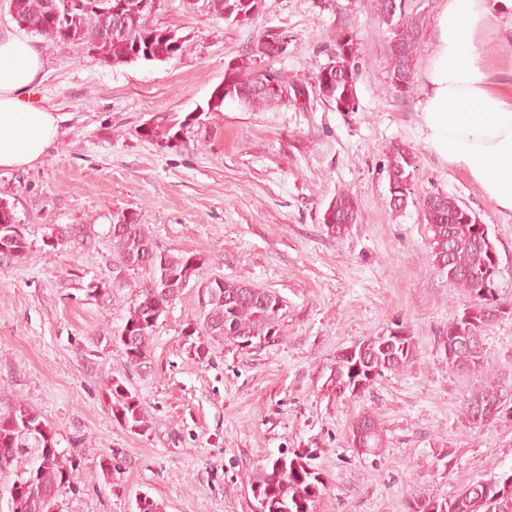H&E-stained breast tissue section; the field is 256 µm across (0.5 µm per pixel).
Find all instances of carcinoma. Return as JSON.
<instances>
[{"label": "carcinoma", "instance_id": "carcinoma-1", "mask_svg": "<svg viewBox=\"0 0 512 512\" xmlns=\"http://www.w3.org/2000/svg\"><path fill=\"white\" fill-rule=\"evenodd\" d=\"M214 11L226 21L249 23L261 11L262 0H212ZM25 31L56 45L94 44L96 60L118 65L136 60L166 61L185 51V41L171 28L150 23L161 0H19ZM374 8L390 30L389 87L397 95L410 92L413 84L420 20L409 16L403 0H375ZM358 66L355 53H347L336 42L329 62L316 79L322 97L341 112L355 111ZM231 98L249 107L276 105L281 98L258 90L253 70L229 66L224 82L213 90L207 111L219 110ZM184 122L164 126L141 125L137 130L147 140H162L164 147L180 143ZM389 205L394 210L407 206L415 176L411 149L395 144L388 154ZM425 218L431 233L430 247L438 269L448 282L470 298V319L457 316L448 322L441 344L448 366L470 373L475 382L464 399L463 411L476 426L493 423L503 411L505 384L485 363L483 332L512 318V306L500 303L493 254L496 246L489 229L466 204L445 193L424 200ZM357 207L348 194L334 197L324 210L321 224L340 236L355 223ZM112 251L126 271L143 274L142 285L129 308L119 339L128 365H141L149 357L151 340L159 320L188 286L198 289L201 320L188 325L187 335L205 336L247 348L279 337L283 299L274 291L248 281L222 278L197 283L194 278L205 263L201 250L177 254L162 248L140 224L134 212H120L110 224ZM0 256L21 258L28 243L13 209L0 202ZM413 357L408 335L384 333L363 339L336 351L326 387L338 397L354 396L356 386L366 392L389 371L404 369ZM111 411L115 420L136 432L146 428L141 403L117 381L110 385ZM375 452L381 447L378 422L368 413L352 423L350 439ZM73 455L58 448L41 415L24 404L0 415V497L8 493L9 512H57L59 492L76 482ZM326 490L321 471L306 452L296 450L270 456L254 474L251 491L259 512H313L314 503ZM406 512H512V468L487 481H469L451 499L412 500Z\"/></svg>", "mask_w": 512, "mask_h": 512}]
</instances>
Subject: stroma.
Returning <instances> with one entry per match:
<instances>
[{"instance_id": "obj_1", "label": "stroma", "mask_w": 512, "mask_h": 512, "mask_svg": "<svg viewBox=\"0 0 512 512\" xmlns=\"http://www.w3.org/2000/svg\"><path fill=\"white\" fill-rule=\"evenodd\" d=\"M443 3L406 0L422 28L418 79L402 97L389 88L390 33L371 0H263L244 25L224 21L210 0H163L153 24L186 41L183 55L163 62L105 65L82 46L36 37L43 67L31 102L63 122L42 159L0 171V200L29 243L23 258L0 259V413L25 403L61 447L76 449L80 479L59 494L58 512H136L145 494L165 512H254L256 468L302 448L327 484L314 512H406L409 500L449 499L463 481L512 468V404L493 424L473 426L462 413L471 379L449 368L441 345L470 299L431 257L428 194L453 196L488 224L499 297L512 305V214L421 134L419 76ZM265 26L287 35V53L272 64L300 96L271 108L228 98L207 111L228 63L269 64L255 53ZM340 34L356 47L353 112L337 111L317 88ZM173 119L185 123L178 148L138 134ZM396 143L410 146L418 168L398 213L385 170ZM341 193L355 199L357 221L338 237L321 217ZM121 211L137 213L166 249L203 251L198 280L242 278L278 293L279 341H218L197 354L186 330L201 308L188 288L160 319L146 364H125L115 336L142 277L116 278L109 226ZM66 224L80 237L50 246ZM397 326L415 345L404 370L357 398L327 391L337 350ZM484 336L489 368L512 383V320ZM115 379L142 404L147 430L113 418L106 389ZM365 411L381 427L375 456L349 438Z\"/></svg>"}]
</instances>
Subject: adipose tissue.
<instances>
[{"instance_id":"adipose-tissue-1","label":"adipose tissue","mask_w":512,"mask_h":512,"mask_svg":"<svg viewBox=\"0 0 512 512\" xmlns=\"http://www.w3.org/2000/svg\"><path fill=\"white\" fill-rule=\"evenodd\" d=\"M512 41V0H446L422 75V133L429 150L465 171L497 209L512 213V88L491 79L482 46ZM39 48L0 28V168L33 165L55 143L60 117L28 104Z\"/></svg>"}]
</instances>
